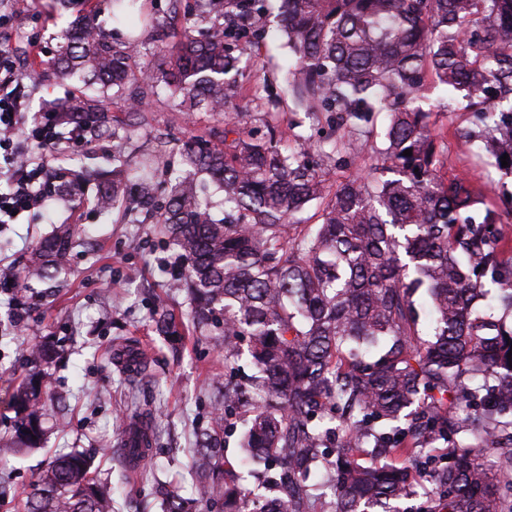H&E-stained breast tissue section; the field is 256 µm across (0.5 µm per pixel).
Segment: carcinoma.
<instances>
[{
	"label": "carcinoma",
	"instance_id": "obj_1",
	"mask_svg": "<svg viewBox=\"0 0 512 512\" xmlns=\"http://www.w3.org/2000/svg\"><path fill=\"white\" fill-rule=\"evenodd\" d=\"M74 20L49 61L80 74L84 88L51 111L91 138H119L106 100L131 84L153 86L138 61L139 39L122 44L94 23L93 0H54ZM112 19L151 27L159 52L167 28L144 0H109ZM280 33L295 57L285 79L296 108L335 113L333 138L283 149L282 132L257 137L252 112L229 111L236 76L252 59L246 40L266 26L252 0H196L162 80L180 112L224 115L221 145L182 153L157 223L186 267L192 320L224 336V413L197 439L191 465L198 501L222 512H512V328L481 310L489 298L512 314V197L488 206L494 181L450 173L448 146L425 108L427 85L447 93L446 109L480 126L487 164L512 174V0H278ZM386 113L382 135L374 120ZM412 150V155L403 152ZM508 155V166L501 156ZM360 168L326 185L335 169ZM224 192L218 218L198 177ZM76 174L58 191L83 203ZM112 167L97 183L101 207L125 192ZM318 200L321 223L302 236L287 225ZM75 227L42 238L25 276L68 261ZM247 355L253 373L237 381ZM30 359L13 392L11 441L38 448L44 436V365ZM248 416L245 457H224L227 418ZM337 440L336 456L321 448ZM436 464L419 493L414 470ZM81 452L62 453L35 484L27 512H112V497L88 475ZM170 494L164 512H193Z\"/></svg>",
	"mask_w": 512,
	"mask_h": 512
}]
</instances>
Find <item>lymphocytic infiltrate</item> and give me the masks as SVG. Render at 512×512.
<instances>
[{
    "instance_id": "obj_1",
    "label": "lymphocytic infiltrate",
    "mask_w": 512,
    "mask_h": 512,
    "mask_svg": "<svg viewBox=\"0 0 512 512\" xmlns=\"http://www.w3.org/2000/svg\"><path fill=\"white\" fill-rule=\"evenodd\" d=\"M21 73L9 44L0 41V162L8 167L6 191H0V227L15 223L18 216L44 208L50 198L47 182L61 143L81 139L78 128L63 131L57 114H45L43 122L28 124L17 93ZM36 143L38 155L17 161L18 140Z\"/></svg>"
}]
</instances>
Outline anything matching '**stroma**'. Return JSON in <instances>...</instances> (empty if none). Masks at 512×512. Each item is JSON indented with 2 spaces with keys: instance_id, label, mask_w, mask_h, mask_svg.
I'll list each match as a JSON object with an SVG mask.
<instances>
[{
  "instance_id": "1",
  "label": "stroma",
  "mask_w": 512,
  "mask_h": 512,
  "mask_svg": "<svg viewBox=\"0 0 512 512\" xmlns=\"http://www.w3.org/2000/svg\"><path fill=\"white\" fill-rule=\"evenodd\" d=\"M46 0H10L0 32L11 35L20 64L19 94L28 112L46 101L67 96L68 87L52 72L32 74L30 53L50 59L55 34L68 25L70 12L47 14ZM268 12L263 34L251 40L252 63L237 77L232 105L256 113L262 122L287 131L291 143L330 131L328 113L306 117L288 96L285 77L293 57L278 35L277 0H264ZM436 127L448 133V167L471 177H490L503 194L512 193V175L485 166L478 145L455 137L473 126L467 112L445 111L442 89L431 90ZM131 137L112 143H68L57 166L87 176L112 169L121 157L128 173L127 198L121 207L99 209L93 200L76 206L59 200L24 223L0 232V269L22 272L37 241L62 224H76L80 235L68 265L48 278L29 282L22 295L29 317L16 328L8 317V298L0 296V437L10 435L16 415L10 393L30 372V351L49 343L59 356L48 366L45 443L39 449L0 446V512H26L34 482L61 452L91 456L94 479L112 493V512H162V492L194 496L188 474L197 433L211 426L224 384V340L191 325V301L183 287V261L155 222V211L168 199L171 179L181 169L184 145L196 137H212L224 127L211 112H178L164 83H157ZM153 180L154 208L137 205L142 175ZM174 318L181 338L168 341L156 329L160 315ZM145 343L148 361L138 376L121 374L112 351L121 343ZM146 415L155 445L146 462L149 479L127 476L120 434L125 419Z\"/></svg>"
}]
</instances>
